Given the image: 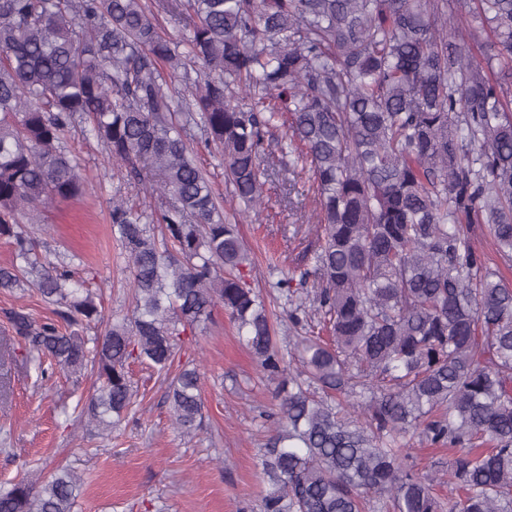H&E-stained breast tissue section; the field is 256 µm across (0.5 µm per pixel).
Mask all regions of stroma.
<instances>
[{
	"label": "stroma",
	"mask_w": 512,
	"mask_h": 512,
	"mask_svg": "<svg viewBox=\"0 0 512 512\" xmlns=\"http://www.w3.org/2000/svg\"><path fill=\"white\" fill-rule=\"evenodd\" d=\"M63 146L76 156L90 191L19 222L35 238L39 256L94 278L106 317L123 319L132 308V280L111 234L112 200L152 210L167 200L108 161L102 146L79 128L66 134ZM288 178L271 165L264 209L239 217L240 237L252 257L243 278L276 314L284 303L276 283L282 273L311 266L318 226L308 172L295 178L286 203ZM19 308L38 322L54 312L39 295L0 291L1 487L20 479L19 464L27 461L46 473L66 466L81 475L74 512H260L267 485L256 453L272 434L265 415L273 408L275 385L261 378L223 307L214 308L205 327L179 340L176 361L198 366L205 402V418L189 436L172 424L163 378L136 361L129 371L138 402L128 419L109 433L87 426L81 410L91 377L41 376L11 328L10 313Z\"/></svg>",
	"instance_id": "stroma-1"
}]
</instances>
